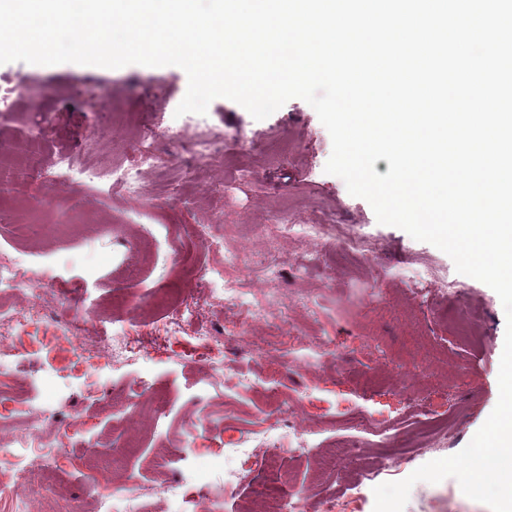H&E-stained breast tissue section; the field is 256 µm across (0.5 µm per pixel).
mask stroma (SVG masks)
<instances>
[{
  "mask_svg": "<svg viewBox=\"0 0 512 512\" xmlns=\"http://www.w3.org/2000/svg\"><path fill=\"white\" fill-rule=\"evenodd\" d=\"M26 87L25 109L0 106V256H24L30 275L53 266L59 292L49 296L46 321L14 337L16 373L0 388V453L23 464L21 433L39 435L43 448L65 442L66 456L31 477L32 512H87L98 491L93 472L106 473L112 488L136 485L145 512H175L176 502L152 491L153 471L163 464L170 481L204 489L227 512H279L276 498L256 500L247 486L224 497V450L240 434L273 426L301 427L310 446L284 452L278 481L309 489L304 512H323L326 498L349 491L362 463L382 465L387 453L412 449L413 460L381 481H398L417 467L462 450L498 400L505 313L486 284L459 274L452 259L400 228L377 222L370 204L349 194L345 182L326 173L331 137L304 100H289L268 118L255 120L242 106L214 99L202 121L222 138L224 163L201 181L183 177L189 156L168 129L188 125L176 115L188 80L177 66L99 68L64 63L0 64V84ZM137 112L128 129L117 112ZM148 148L157 169L145 172L142 197L88 187L61 177L57 155L75 165L102 166L136 160ZM44 156L40 169L19 167L28 151ZM322 224L316 240L283 237V218ZM32 223L37 237L20 234ZM203 224L212 238L233 241L250 263H277L279 280L257 284L277 297L268 318L250 331L263 346L254 355L237 339L241 317L223 299H209L199 320L224 338V363L252 378L212 375L195 360L189 335L162 351L122 365L106 358L88 362L55 335L54 319L74 308L99 314L92 332L111 335L161 327L154 307L176 273L182 244L178 227ZM369 241L368 255L344 250V239ZM306 274H298L303 262ZM414 262L428 268L431 283L401 280L392 267ZM458 296H450L447 280ZM375 288L379 300H367ZM320 345L315 368H282L290 338ZM310 401L298 403L299 390ZM376 413L393 448L381 447L372 429L357 427L351 412ZM450 415L447 439L419 438L420 421ZM211 417L209 430L190 432L189 421ZM107 442L109 455L96 452ZM404 512H489L468 498L456 479L413 485Z\"/></svg>",
  "mask_w": 512,
  "mask_h": 512,
  "instance_id": "stroma-1",
  "label": "stroma"
}]
</instances>
